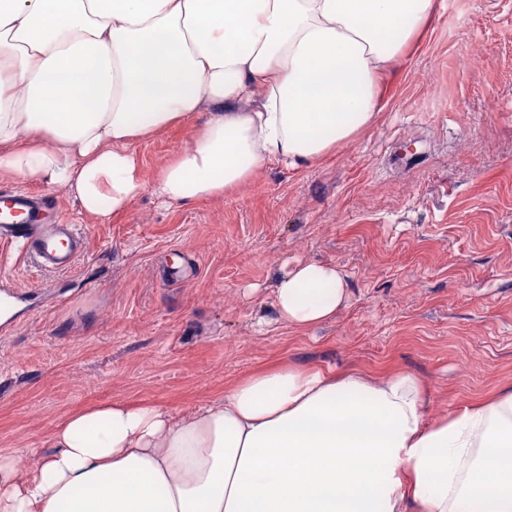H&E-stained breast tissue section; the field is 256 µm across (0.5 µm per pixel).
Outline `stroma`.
Instances as JSON below:
<instances>
[{
  "mask_svg": "<svg viewBox=\"0 0 512 512\" xmlns=\"http://www.w3.org/2000/svg\"><path fill=\"white\" fill-rule=\"evenodd\" d=\"M437 2L375 124L312 165L267 166L219 199L146 190L107 223L62 187L0 179L55 199L87 240L68 272L0 259L37 294L0 335V449L46 452L63 416L113 401L184 414L283 362L409 373L431 419L512 392V0ZM208 117L135 144L146 176ZM309 261L336 267L347 300L300 332L273 290Z\"/></svg>",
  "mask_w": 512,
  "mask_h": 512,
  "instance_id": "stroma-1",
  "label": "stroma"
}]
</instances>
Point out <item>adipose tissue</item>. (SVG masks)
<instances>
[{"mask_svg": "<svg viewBox=\"0 0 512 512\" xmlns=\"http://www.w3.org/2000/svg\"><path fill=\"white\" fill-rule=\"evenodd\" d=\"M435 0H0V176L66 188L105 223L145 187L216 198L298 169L376 121L383 75ZM209 119L146 182L133 142ZM347 299L335 267L289 265L279 322ZM412 375L277 365L175 415L112 402L52 449L0 450V512H512V393L435 422Z\"/></svg>", "mask_w": 512, "mask_h": 512, "instance_id": "adipose-tissue-1", "label": "adipose tissue"}]
</instances>
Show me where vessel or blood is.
Instances as JSON below:
<instances>
[{"instance_id": "obj_1", "label": "vessel or blood", "mask_w": 512, "mask_h": 512, "mask_svg": "<svg viewBox=\"0 0 512 512\" xmlns=\"http://www.w3.org/2000/svg\"><path fill=\"white\" fill-rule=\"evenodd\" d=\"M54 207L43 197L0 192V243L14 246L45 272L71 270L86 249L76 225L52 218Z\"/></svg>"}]
</instances>
